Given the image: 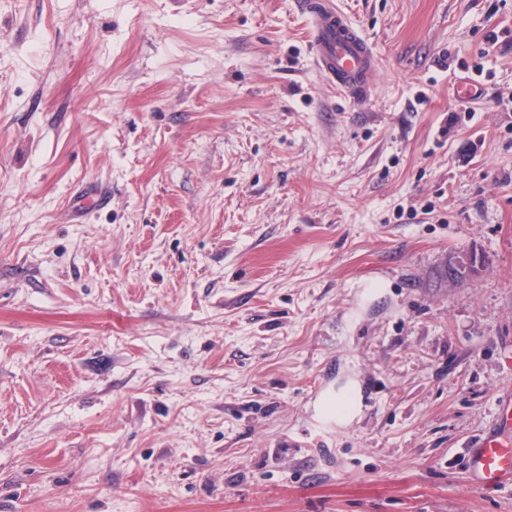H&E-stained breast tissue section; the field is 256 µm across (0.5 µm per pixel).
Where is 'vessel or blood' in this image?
I'll return each instance as SVG.
<instances>
[{"label":"vessel or blood","instance_id":"b4317fda","mask_svg":"<svg viewBox=\"0 0 512 512\" xmlns=\"http://www.w3.org/2000/svg\"><path fill=\"white\" fill-rule=\"evenodd\" d=\"M315 47L316 64L330 83L354 99L371 92L376 66L371 46L332 0H302ZM467 469L472 482L493 489L512 482V407L502 406L496 424L470 446Z\"/></svg>","mask_w":512,"mask_h":512}]
</instances>
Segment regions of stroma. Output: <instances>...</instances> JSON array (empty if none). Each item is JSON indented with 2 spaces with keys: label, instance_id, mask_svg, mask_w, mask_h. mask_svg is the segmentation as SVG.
<instances>
[{
  "label": "stroma",
  "instance_id": "stroma-1",
  "mask_svg": "<svg viewBox=\"0 0 512 512\" xmlns=\"http://www.w3.org/2000/svg\"><path fill=\"white\" fill-rule=\"evenodd\" d=\"M333 3L0 0V512H512V0ZM316 65L330 83L357 100L371 92L369 75L376 59L371 46L329 0H303ZM512 401L504 404L496 424L470 446L467 469L472 482L493 489L512 481Z\"/></svg>",
  "mask_w": 512,
  "mask_h": 512
}]
</instances>
